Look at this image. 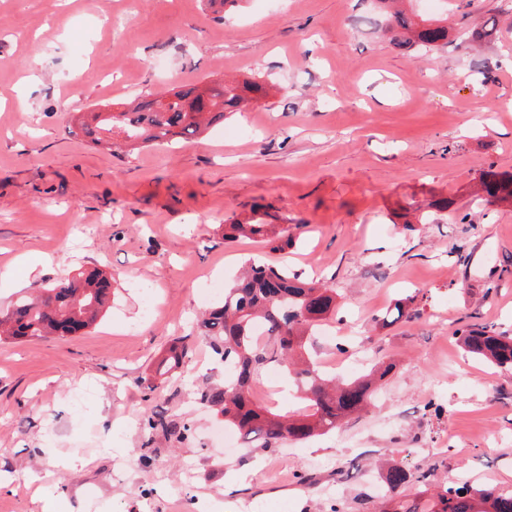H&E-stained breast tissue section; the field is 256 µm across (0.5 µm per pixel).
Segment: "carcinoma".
I'll use <instances>...</instances> for the list:
<instances>
[{
    "instance_id": "obj_1",
    "label": "carcinoma",
    "mask_w": 512,
    "mask_h": 512,
    "mask_svg": "<svg viewBox=\"0 0 512 512\" xmlns=\"http://www.w3.org/2000/svg\"><path fill=\"white\" fill-rule=\"evenodd\" d=\"M388 15L384 34L390 42L409 50H436L448 44V19L423 18L413 11L396 9L397 0H377ZM201 100L199 87L186 85L173 93L176 101L165 104L164 97L144 99L122 112H94L91 121L78 129L94 144L136 149L188 140L212 125L224 122V113L240 112L267 96L266 86L255 80L224 81L208 87ZM480 190L490 199L512 198V175L493 167L483 170ZM267 229L263 214L247 223L224 225V240L239 234L263 237ZM108 276L100 269H84L64 283L42 287L32 297L22 296L12 311L0 317V336L11 339L56 336L64 324L78 321L92 327L103 315L110 299ZM406 299L380 318L386 323L410 320ZM336 314V289L317 285L294 272L286 274L252 260L245 263L235 285L225 290L224 303L211 308L198 324L213 352L231 371L224 385L202 393L201 400L224 417V427L246 439L261 440L263 448H277L286 440H302L316 433L336 429L348 417L367 409L375 386L391 374L393 364L380 362L369 373L339 381L324 376L308 354L306 345L314 328ZM265 328L261 341L255 327ZM460 346L482 358L512 378V337L498 334L490 326H467L458 330ZM184 348L177 344L158 366L164 375L179 365ZM277 361L301 384L304 408L291 415L273 412L251 400L254 379L269 362ZM151 429L182 440L190 431L158 414L148 420ZM431 472L410 469L401 462L389 464L384 483L385 500L379 512H512V491L493 485H467L455 481L429 492ZM424 487L414 497L401 494L402 488Z\"/></svg>"
}]
</instances>
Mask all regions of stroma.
<instances>
[{
  "label": "stroma",
  "instance_id": "1",
  "mask_svg": "<svg viewBox=\"0 0 512 512\" xmlns=\"http://www.w3.org/2000/svg\"><path fill=\"white\" fill-rule=\"evenodd\" d=\"M410 7L447 17V47L391 45L372 0H243L226 14L203 0H0V272L45 261L0 288V312L85 268L115 293L82 334L0 342V512H42L54 486L53 512H377L380 458L512 490V379L456 338L472 324L512 336V204L473 196L483 169L512 173V9ZM465 14L497 19L481 48ZM229 76L272 90L186 142L113 154L69 132L138 94ZM441 197L448 211L412 222ZM256 205L288 245L225 241L226 220ZM250 259L336 289L313 358L394 363L366 412L274 449L210 437L222 418L201 394L224 372L197 317ZM407 297L415 318L378 324ZM176 341L186 356L158 375ZM280 369L259 374L266 403L300 410L294 381L269 378ZM431 400L441 414L422 416ZM158 411L192 437L148 429Z\"/></svg>",
  "mask_w": 512,
  "mask_h": 512
}]
</instances>
